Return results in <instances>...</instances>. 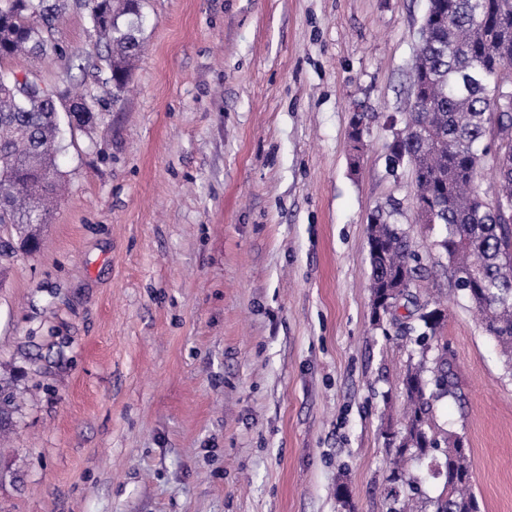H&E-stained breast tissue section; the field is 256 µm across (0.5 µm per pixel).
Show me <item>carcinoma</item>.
<instances>
[{"label": "carcinoma", "instance_id": "cac0c4a2", "mask_svg": "<svg viewBox=\"0 0 512 512\" xmlns=\"http://www.w3.org/2000/svg\"><path fill=\"white\" fill-rule=\"evenodd\" d=\"M92 26L105 36L112 105L127 90L129 63L144 44L142 0H83ZM65 0H6L0 6V63L34 60L60 51L55 20ZM426 30L411 65V87L402 131L389 145L390 160L411 170L415 222L445 227L434 246L447 260L448 280L471 304L485 334L512 368V5L509 0H428ZM58 91L37 87L22 94L0 84V224L15 237L0 239V261L16 247L37 243L60 192L55 157L59 139ZM370 116L350 118L351 149L360 151L358 127ZM490 168L497 183L494 202L481 204L478 175ZM399 209L379 208L370 218L368 249L373 324L388 322L393 304L413 307L417 360L402 378L403 428L387 438L392 454L384 480L386 512H481L471 490L466 441L434 423L435 404L456 395L448 346L441 331L447 314L439 300L422 298L419 255L409 233L395 220ZM16 389L0 382V430L13 425ZM443 478L440 493L422 490L423 473Z\"/></svg>", "mask_w": 512, "mask_h": 512}]
</instances>
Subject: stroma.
Instances as JSON below:
<instances>
[{
	"label": "stroma",
	"instance_id": "35a3bbf8",
	"mask_svg": "<svg viewBox=\"0 0 512 512\" xmlns=\"http://www.w3.org/2000/svg\"><path fill=\"white\" fill-rule=\"evenodd\" d=\"M427 6L145 0L118 105L77 6L64 56L0 65L104 107L61 129L40 249L0 265V378L23 393L0 512H383L413 345L372 322L367 236L393 204L448 301L435 423L464 433L481 512H512V374L388 163Z\"/></svg>",
	"mask_w": 512,
	"mask_h": 512
}]
</instances>
